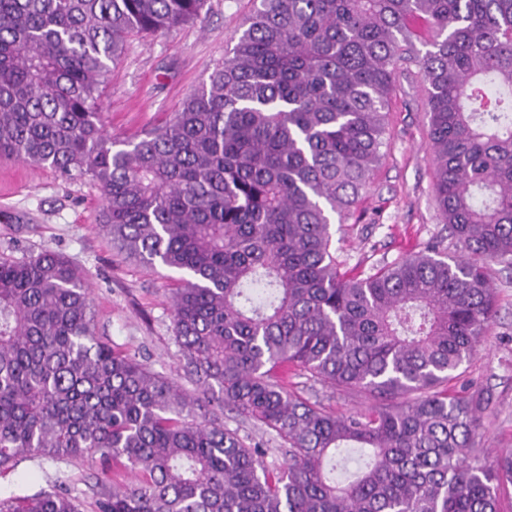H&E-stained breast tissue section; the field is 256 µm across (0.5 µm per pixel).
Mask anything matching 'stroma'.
Returning a JSON list of instances; mask_svg holds the SVG:
<instances>
[{
  "instance_id": "35a3bbf8",
  "label": "stroma",
  "mask_w": 512,
  "mask_h": 512,
  "mask_svg": "<svg viewBox=\"0 0 512 512\" xmlns=\"http://www.w3.org/2000/svg\"><path fill=\"white\" fill-rule=\"evenodd\" d=\"M253 7V0H207L201 20L132 40L103 85L109 134L131 138L178 111L189 94L208 84ZM425 100L417 71L401 75L389 101L382 161L357 212L336 232L344 271H370L432 240L442 241L449 255L463 252L434 205ZM101 209V192L90 179L66 181L46 168L0 160V256L21 259L45 249L64 256L85 274L98 336L194 391L172 331L169 270L147 268L114 247L99 222ZM488 276L497 316L469 364L466 383L453 389L483 395L475 446L480 458L491 461L512 451V264L491 263ZM290 382L296 395L339 414L368 405L365 397L331 392L304 376ZM94 484L83 462L38 457L0 476V493L61 491L79 501L81 512H95Z\"/></svg>"
}]
</instances>
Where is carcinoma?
I'll use <instances>...</instances> for the list:
<instances>
[{"instance_id":"1","label":"carcinoma","mask_w":512,"mask_h":512,"mask_svg":"<svg viewBox=\"0 0 512 512\" xmlns=\"http://www.w3.org/2000/svg\"><path fill=\"white\" fill-rule=\"evenodd\" d=\"M206 2L0 0V157L90 177L112 242L185 274L172 330L199 386L96 336L64 257H1L0 475L83 461L97 512H501L512 455L474 454L481 398L448 383L496 317L486 266L512 260V0H259L208 85L113 139L111 66ZM412 65L434 199L465 254L433 241L348 275L331 220L354 215ZM290 367L372 403L330 412L288 390ZM204 400L281 448L200 415ZM351 448L368 461L339 482ZM118 463L136 482L112 481ZM0 512L80 509L54 491L0 497Z\"/></svg>"}]
</instances>
